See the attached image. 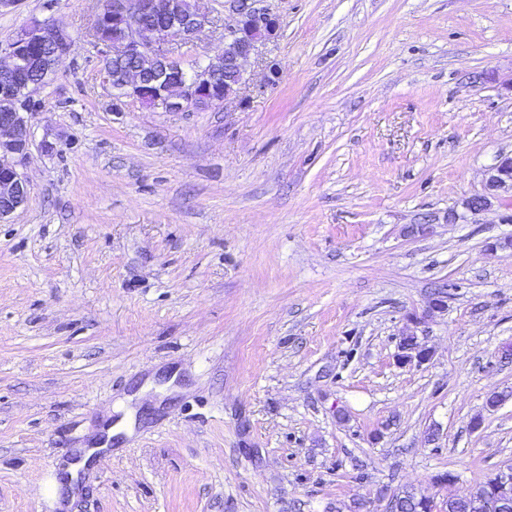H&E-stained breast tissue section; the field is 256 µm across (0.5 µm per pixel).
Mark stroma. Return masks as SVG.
Returning <instances> with one entry per match:
<instances>
[{
	"label": "stroma",
	"instance_id": "stroma-1",
	"mask_svg": "<svg viewBox=\"0 0 512 512\" xmlns=\"http://www.w3.org/2000/svg\"><path fill=\"white\" fill-rule=\"evenodd\" d=\"M199 2L187 68L224 39ZM103 3L0 10L2 52L73 39L0 222V512H62L50 483L143 384L74 512L441 510L512 465V204L465 207L512 154V0H268L250 82L196 112L113 111ZM408 326L430 362L398 363ZM434 507L426 497H417L412 492H401L396 496L391 512H433Z\"/></svg>",
	"mask_w": 512,
	"mask_h": 512
}]
</instances>
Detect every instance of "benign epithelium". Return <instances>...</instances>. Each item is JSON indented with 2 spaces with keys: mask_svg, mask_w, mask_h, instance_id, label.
<instances>
[{
  "mask_svg": "<svg viewBox=\"0 0 512 512\" xmlns=\"http://www.w3.org/2000/svg\"><path fill=\"white\" fill-rule=\"evenodd\" d=\"M259 0H228L230 20L224 23V46L216 60L206 64L197 62L183 81V94L175 102L159 97V92L146 87L142 71L168 69L170 74H183L180 49L188 45L209 17L200 11L191 18L170 15L173 0H112V25L122 26L127 36L122 41H110L102 34L104 14L96 18L92 42L97 57H132L135 68L125 78L131 88L127 98L142 102L150 95L160 101L164 112H182L198 107L218 108L235 97L249 78L246 64L256 55L260 42L276 35L277 19L267 7L257 6ZM161 15L166 22L161 27L145 28L144 21ZM72 46L69 32L56 24L37 22L25 28L10 45L6 58H0V104L6 111L0 113V220L22 207L28 198V185L19 167L28 157L32 134L25 113L28 112V90L33 82L24 79V69L44 64L55 69L67 58ZM224 64V71L234 74L236 87L224 94L216 88V63ZM512 190V157L502 156L489 169L481 191L471 195L466 209L478 214L501 202V193ZM431 353L418 345L399 357V362L422 364Z\"/></svg>",
  "mask_w": 512,
  "mask_h": 512,
  "instance_id": "benign-epithelium-1",
  "label": "benign epithelium"
}]
</instances>
